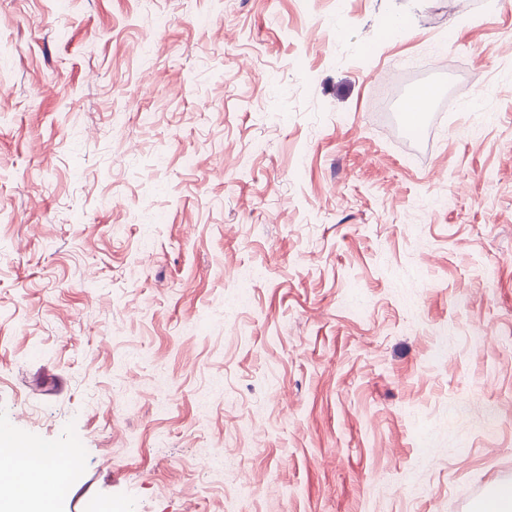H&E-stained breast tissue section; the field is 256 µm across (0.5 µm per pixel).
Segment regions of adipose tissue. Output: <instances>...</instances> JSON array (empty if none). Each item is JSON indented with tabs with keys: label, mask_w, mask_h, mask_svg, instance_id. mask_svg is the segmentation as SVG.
<instances>
[{
	"label": "adipose tissue",
	"mask_w": 512,
	"mask_h": 512,
	"mask_svg": "<svg viewBox=\"0 0 512 512\" xmlns=\"http://www.w3.org/2000/svg\"><path fill=\"white\" fill-rule=\"evenodd\" d=\"M0 447L10 456L9 461L0 460V512H55L69 472L56 463L55 449L18 446L6 430H0Z\"/></svg>",
	"instance_id": "ef3b65f1"
}]
</instances>
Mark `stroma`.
Masks as SVG:
<instances>
[{"mask_svg":"<svg viewBox=\"0 0 512 512\" xmlns=\"http://www.w3.org/2000/svg\"><path fill=\"white\" fill-rule=\"evenodd\" d=\"M510 336L512 0H0V428L76 448L57 512H481Z\"/></svg>","mask_w":512,"mask_h":512,"instance_id":"35a3bbf8","label":"stroma"}]
</instances>
